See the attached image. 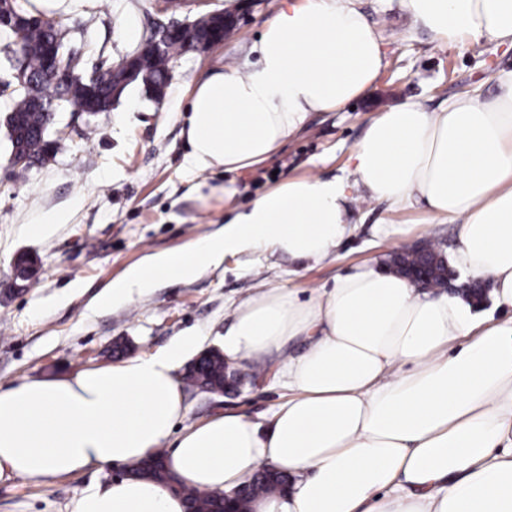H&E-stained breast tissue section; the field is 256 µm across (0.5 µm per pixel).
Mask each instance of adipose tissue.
Returning a JSON list of instances; mask_svg holds the SVG:
<instances>
[{
  "label": "adipose tissue",
  "mask_w": 512,
  "mask_h": 512,
  "mask_svg": "<svg viewBox=\"0 0 512 512\" xmlns=\"http://www.w3.org/2000/svg\"><path fill=\"white\" fill-rule=\"evenodd\" d=\"M440 46L464 35L512 48V0H397ZM256 62L214 69L193 90L181 131L187 171L235 172L268 160L316 112L365 97L383 41L360 0H282L251 48ZM494 100L464 94L436 112L416 102L376 113L349 161L354 183L293 177L188 251L133 266L104 303L120 306L162 279L191 281L225 256L271 251L316 263L351 232L352 188L429 224L457 225L451 262L492 279L512 311V71ZM224 360H269L288 391L267 418L227 411L174 433L191 411L178 370L199 336L105 367L0 389V481L41 485L92 464L133 470L162 445L186 485L229 492L263 466L288 487L256 512H512V319L459 295L417 287L363 263L300 298L265 288L237 304ZM302 341L303 353L290 344ZM71 512H186L141 477L95 484Z\"/></svg>",
  "instance_id": "1"
}]
</instances>
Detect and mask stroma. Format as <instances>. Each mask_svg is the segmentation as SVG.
<instances>
[{
	"label": "stroma",
	"instance_id": "obj_1",
	"mask_svg": "<svg viewBox=\"0 0 512 512\" xmlns=\"http://www.w3.org/2000/svg\"><path fill=\"white\" fill-rule=\"evenodd\" d=\"M251 3L223 46L175 58L172 82L161 99L148 98L143 86L133 85L109 111L56 112L50 137L58 148L22 174L9 164L7 110L0 102L1 388L114 364L110 349L116 341L131 358L166 349L189 333L202 337L203 349L222 348L233 303L259 288H328L358 264L388 262L394 248L377 236L381 226L408 247L430 240L438 250L456 249L455 226L423 224L422 206L394 211L381 201L360 200L353 205L352 235L323 263L267 252L238 255L194 281L163 280L127 305H100L102 293L129 267L155 253L184 250L278 183L308 174L348 177L350 151L374 113L410 100L436 111L473 90L488 101L497 94L494 74L512 70V48L477 47L460 39L442 49L395 0H360L384 39L386 66L375 88L353 107L316 113L257 167L191 175L183 167L181 116L196 81L217 67L242 64L279 6V0ZM58 17L69 31L68 48L82 53L80 68L88 72L131 52L160 14L156 0H77ZM224 184L235 191L231 200L211 197V187ZM53 211L66 213V223L45 236L28 233L29 224ZM20 254L29 262L25 277L12 265ZM242 375L231 396L187 388L189 423L224 411L259 420L283 402L269 364L256 363ZM119 471L116 464H96L57 478L48 488L22 478L0 481V512H69L87 488L117 481Z\"/></svg>",
	"mask_w": 512,
	"mask_h": 512
}]
</instances>
